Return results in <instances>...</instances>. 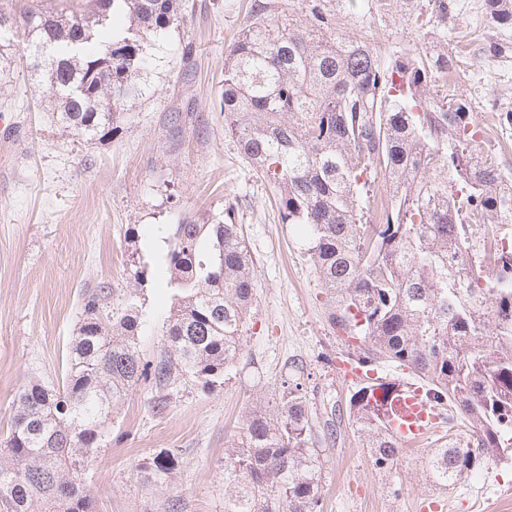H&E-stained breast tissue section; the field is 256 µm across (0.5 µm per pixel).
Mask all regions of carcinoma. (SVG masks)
<instances>
[{"instance_id": "cac0c4a2", "label": "carcinoma", "mask_w": 512, "mask_h": 512, "mask_svg": "<svg viewBox=\"0 0 512 512\" xmlns=\"http://www.w3.org/2000/svg\"><path fill=\"white\" fill-rule=\"evenodd\" d=\"M493 27L512 31V0H486ZM0 3V52L24 45L28 66L52 89L65 129L91 139L115 132L125 103L147 89L149 40L179 22L180 0H96L77 13L29 5L22 22ZM257 21L224 54V134L272 184L283 224L307 237L329 295L328 322L364 369L381 361L424 381L448 424L471 430L431 448L426 472L446 493L509 457L512 448V250L499 245L512 224V178L473 146L476 116L465 92L448 93L459 55L429 41L383 60L365 43L303 24L280 0H253ZM437 25L456 0H427ZM128 14L130 26L116 24ZM478 53L502 44L484 36ZM112 103V111L103 107ZM382 180L390 206L369 220L370 187ZM213 216L175 225L164 257L172 307L154 369L165 389L181 378L204 388L241 355L255 300L254 260L241 225ZM479 228L483 259L469 239ZM104 288L83 301L62 386L31 381L20 391L0 441V499L8 512H91L83 483L115 409L143 376L137 342L142 311L111 305ZM294 380L244 415L224 452V512H322V452L336 443L342 413H317L302 395L306 361L285 362ZM399 383L365 376L349 398L352 425L375 467L402 454L388 429ZM177 459L140 464L168 482Z\"/></svg>"}]
</instances>
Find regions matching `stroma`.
<instances>
[{
	"label": "stroma",
	"mask_w": 512,
	"mask_h": 512,
	"mask_svg": "<svg viewBox=\"0 0 512 512\" xmlns=\"http://www.w3.org/2000/svg\"><path fill=\"white\" fill-rule=\"evenodd\" d=\"M178 26L155 38L150 89L128 101L112 137L61 129L48 84H36L22 48L0 62V436L30 380L58 383L81 318V295L134 297L148 321L138 336L145 374L119 405L84 475L95 512H224V451L256 397L278 389L285 361L302 356L313 407L347 406L355 385L340 363L348 346L328 322V297L296 225L279 221L274 191L224 134V51L254 21L249 0H182ZM330 29L381 54L423 46L436 23L422 0H317ZM459 87L482 130L475 146L512 169V42L492 60L460 57ZM233 207L255 262L257 301L242 355L212 389L178 380L157 388L154 367L171 308L163 257L176 224ZM433 435L405 447L389 470L374 467L350 420L324 454L323 512H421L436 492L423 455ZM179 464L149 485L139 470L160 454ZM443 512H512V459L479 471L443 497Z\"/></svg>",
	"instance_id": "1"
}]
</instances>
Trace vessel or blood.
I'll use <instances>...</instances> for the list:
<instances>
[{"instance_id": "1", "label": "vessel or blood", "mask_w": 512, "mask_h": 512, "mask_svg": "<svg viewBox=\"0 0 512 512\" xmlns=\"http://www.w3.org/2000/svg\"><path fill=\"white\" fill-rule=\"evenodd\" d=\"M389 421L393 434L404 444L414 446L432 430L436 411L423 389L410 385L393 401Z\"/></svg>"}]
</instances>
